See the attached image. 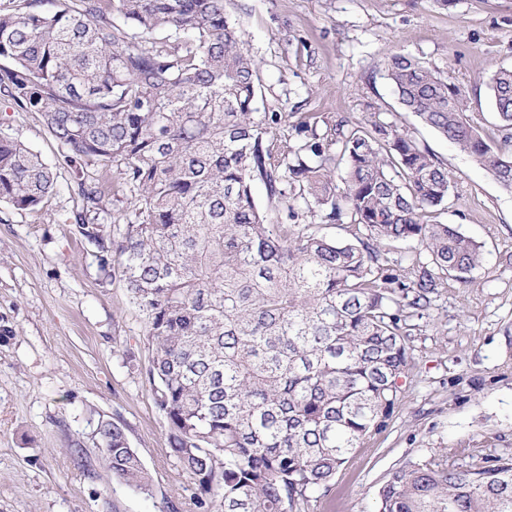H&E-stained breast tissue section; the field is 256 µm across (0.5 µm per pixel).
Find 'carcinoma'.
<instances>
[{"mask_svg": "<svg viewBox=\"0 0 512 512\" xmlns=\"http://www.w3.org/2000/svg\"><path fill=\"white\" fill-rule=\"evenodd\" d=\"M232 0H0V96L41 114L77 171L73 214L102 269L127 284L152 347L155 403L195 480L201 512H307L353 451L391 417L416 321L438 288L480 267L481 245L436 220L448 171L398 114L363 119L258 108V66ZM401 109L512 191V69L490 81L496 133L465 92L421 58L391 52ZM109 168L129 215L106 245ZM310 221L273 224L254 196ZM51 170L0 126V201L35 211ZM330 225L351 229L332 238ZM418 251L390 261L383 247ZM97 448L112 476L150 477L123 427ZM379 512H512V457L389 474Z\"/></svg>", "mask_w": 512, "mask_h": 512, "instance_id": "obj_1", "label": "carcinoma"}]
</instances>
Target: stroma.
<instances>
[{
	"instance_id": "stroma-1",
	"label": "stroma",
	"mask_w": 512,
	"mask_h": 512,
	"mask_svg": "<svg viewBox=\"0 0 512 512\" xmlns=\"http://www.w3.org/2000/svg\"><path fill=\"white\" fill-rule=\"evenodd\" d=\"M233 8L260 65V111L355 121L370 101L401 112L383 75L385 55L401 50L447 71L484 131L494 129L489 81L512 68V0H233ZM401 114L448 170L441 222L481 243L484 259L467 282L441 285L411 338L390 419L310 512H378L389 474L413 463L481 467L512 457V192ZM0 123L55 178L40 210L0 202V512H199L154 402L140 312L71 220L81 207L72 169L39 113L0 98ZM104 419L124 428L149 490L102 463Z\"/></svg>"
}]
</instances>
